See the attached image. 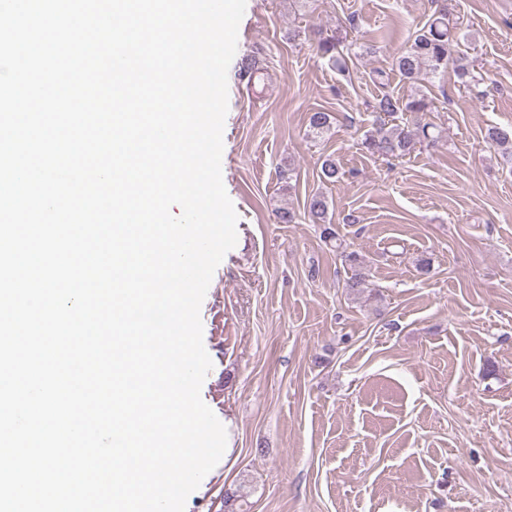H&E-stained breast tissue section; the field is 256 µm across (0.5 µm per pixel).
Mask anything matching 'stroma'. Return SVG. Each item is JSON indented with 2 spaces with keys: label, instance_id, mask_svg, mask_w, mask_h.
<instances>
[{
  "label": "stroma",
  "instance_id": "stroma-1",
  "mask_svg": "<svg viewBox=\"0 0 512 512\" xmlns=\"http://www.w3.org/2000/svg\"><path fill=\"white\" fill-rule=\"evenodd\" d=\"M433 10L247 0L222 154L238 239L200 308L212 360L201 397L227 445L184 512H224L239 489L237 512H512V164L485 140L512 127V0H452L451 52L481 92L451 71L421 83L440 142L391 164L361 145L378 99L415 89L392 60ZM313 28L369 51L342 76ZM317 110L334 117L320 138L307 133ZM327 156L342 182L322 183ZM318 192L336 241L275 221ZM346 251L370 282L356 296L342 286Z\"/></svg>",
  "mask_w": 512,
  "mask_h": 512
}]
</instances>
